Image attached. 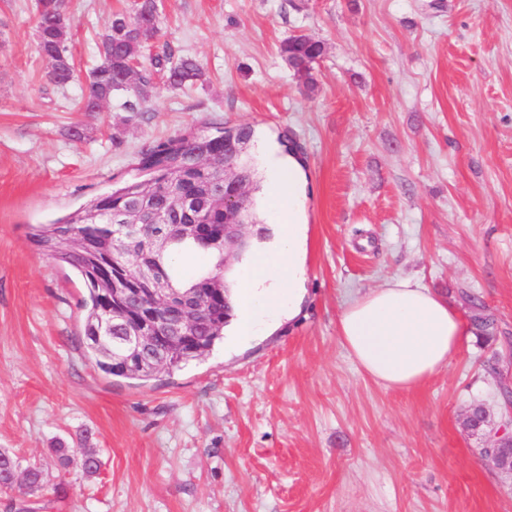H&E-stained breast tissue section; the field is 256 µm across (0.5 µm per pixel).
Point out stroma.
Instances as JSON below:
<instances>
[{
    "instance_id": "obj_1",
    "label": "stroma",
    "mask_w": 512,
    "mask_h": 512,
    "mask_svg": "<svg viewBox=\"0 0 512 512\" xmlns=\"http://www.w3.org/2000/svg\"><path fill=\"white\" fill-rule=\"evenodd\" d=\"M132 4L65 0L78 78L57 87L36 0H0V450L46 476L0 492V512H512V476L465 424L475 403L504 421L512 384V0H159L155 52L195 58L203 81L79 111L99 35ZM294 34L325 45L310 92L278 53ZM240 126L288 136L304 167L301 311L171 374L105 376L87 288L32 227L144 179L142 155L172 139ZM392 276L493 321L403 391L336 334L345 301Z\"/></svg>"
}]
</instances>
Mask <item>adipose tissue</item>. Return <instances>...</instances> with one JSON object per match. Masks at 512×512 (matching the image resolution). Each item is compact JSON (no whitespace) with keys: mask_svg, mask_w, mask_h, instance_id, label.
<instances>
[{"mask_svg":"<svg viewBox=\"0 0 512 512\" xmlns=\"http://www.w3.org/2000/svg\"><path fill=\"white\" fill-rule=\"evenodd\" d=\"M258 151L267 168L272 197L288 203L273 221V237L262 243L237 281L238 341L273 331L300 311L305 279L307 226L295 198L301 167L267 144ZM468 326L456 307L421 282L392 277L357 294L342 309L337 337L358 370L385 389L421 386L446 367Z\"/></svg>","mask_w":512,"mask_h":512,"instance_id":"adipose-tissue-1","label":"adipose tissue"}]
</instances>
